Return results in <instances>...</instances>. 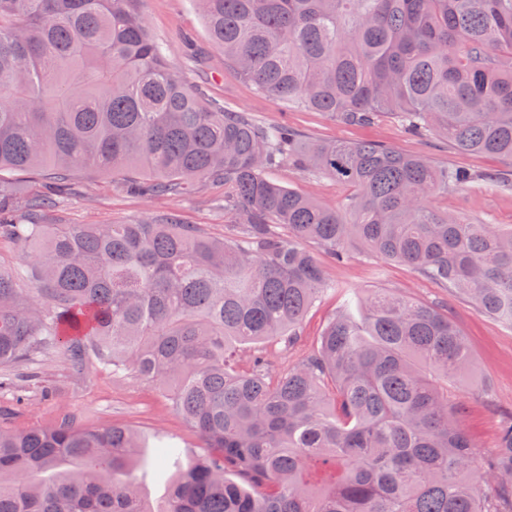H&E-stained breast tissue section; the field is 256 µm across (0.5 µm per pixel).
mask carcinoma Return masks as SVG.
Here are the masks:
<instances>
[{
	"label": "carcinoma",
	"instance_id": "obj_1",
	"mask_svg": "<svg viewBox=\"0 0 512 512\" xmlns=\"http://www.w3.org/2000/svg\"><path fill=\"white\" fill-rule=\"evenodd\" d=\"M224 61L265 96L349 123L397 116L512 165V0H201ZM142 0H0V172L68 190L91 169L152 196L224 186L227 233L161 215L47 224L50 192L0 180V368L46 351L171 385L208 448L153 505L135 432L70 417L0 427V512H512V418L477 458L448 381L473 372L448 311L379 289L351 311L314 244L405 266L512 326V225L429 198L512 172L439 168L376 142L311 143L213 111L151 38ZM293 165L352 189L344 209L269 180ZM343 308L272 377L237 347L299 338L321 295ZM488 488L481 489V484Z\"/></svg>",
	"mask_w": 512,
	"mask_h": 512
}]
</instances>
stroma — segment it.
I'll use <instances>...</instances> for the list:
<instances>
[{"label":"stroma","mask_w":512,"mask_h":512,"mask_svg":"<svg viewBox=\"0 0 512 512\" xmlns=\"http://www.w3.org/2000/svg\"><path fill=\"white\" fill-rule=\"evenodd\" d=\"M141 8L153 38L173 68L186 75L209 101L249 113L264 126H288L310 142H380L479 176L506 167L499 157L459 151L444 138L425 131L410 132L394 119L346 124L325 113L291 107L261 95L225 64L223 52L210 42L197 0H143ZM266 175L283 186L314 194L324 205L336 209L342 208L351 194L348 186L334 179L292 166L267 170ZM430 204L439 210L466 213L485 224L512 225V190L480 179L433 196ZM166 213L176 214L181 223L200 224L212 236L223 237L224 190L205 183L187 197H141L98 173L79 178L70 193L46 211L44 219L56 224H125ZM317 258L330 281L350 288L358 297H366L375 288H388L448 310L471 343L474 370L485 385L478 391L452 382L448 396L462 401V424L478 442V455L490 454L501 420L512 414V328L479 313L466 299L407 267L356 254L339 262L321 251ZM342 303L340 294L328 292L304 318L296 343L288 345L276 339L262 343L275 373L287 371L316 349L322 329ZM64 416L86 427L123 425L146 438L148 446L140 451L139 468L147 474L144 493L154 502L164 497L169 476L157 462L159 436L175 437L194 455L204 452L198 434L171 406L166 386L132 373L115 375L92 364L76 377L59 353L49 351L41 358L35 385L27 387L24 396L12 390L0 391V425L6 428L49 425Z\"/></svg>","instance_id":"stroma-1"}]
</instances>
